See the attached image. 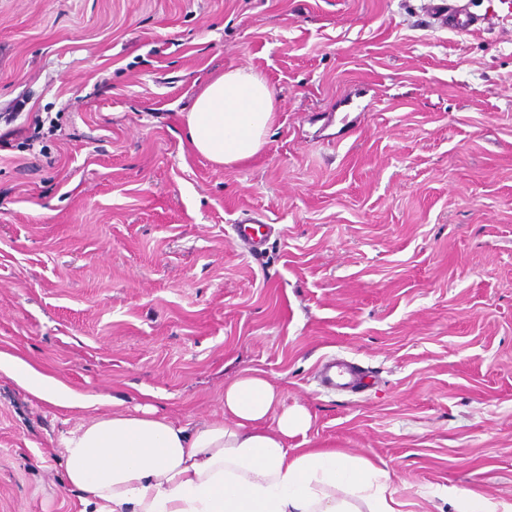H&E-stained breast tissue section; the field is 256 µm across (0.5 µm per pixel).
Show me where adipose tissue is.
Returning <instances> with one entry per match:
<instances>
[{
    "mask_svg": "<svg viewBox=\"0 0 512 512\" xmlns=\"http://www.w3.org/2000/svg\"><path fill=\"white\" fill-rule=\"evenodd\" d=\"M276 117L273 87L249 66L225 69L183 115L192 149L221 167L259 154ZM0 371L44 405L86 410L58 439L78 512H402L389 472L370 459L289 447L311 413L282 406L260 371L227 382L223 414L202 424L152 402L104 409L18 354L0 351Z\"/></svg>",
    "mask_w": 512,
    "mask_h": 512,
    "instance_id": "1",
    "label": "adipose tissue"
}]
</instances>
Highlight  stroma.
I'll return each instance as SVG.
<instances>
[{"instance_id": "stroma-1", "label": "stroma", "mask_w": 512, "mask_h": 512, "mask_svg": "<svg viewBox=\"0 0 512 512\" xmlns=\"http://www.w3.org/2000/svg\"><path fill=\"white\" fill-rule=\"evenodd\" d=\"M426 2L0 0V349L194 422L257 369L312 414L291 447L382 464L405 512L512 501V0L467 34ZM239 65L279 112L220 168L181 115ZM334 355L362 392L321 391ZM63 428L0 373V512H78ZM270 226L254 217L247 216L236 225V239L250 255L259 256L266 249ZM446 494L453 501L455 512L512 511V501L495 500L473 490L448 487Z\"/></svg>"}]
</instances>
